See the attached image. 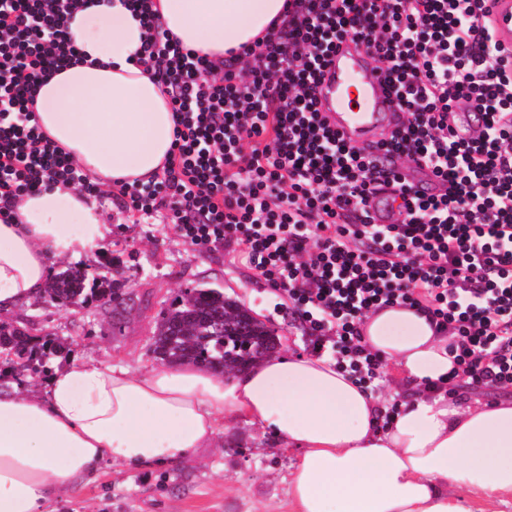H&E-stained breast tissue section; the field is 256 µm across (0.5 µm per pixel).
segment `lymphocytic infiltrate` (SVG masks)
<instances>
[{
  "mask_svg": "<svg viewBox=\"0 0 512 512\" xmlns=\"http://www.w3.org/2000/svg\"><path fill=\"white\" fill-rule=\"evenodd\" d=\"M490 0H285L267 33L214 60L165 30L153 0H130L146 29L138 59L171 106L168 158L146 184L111 198L140 218L167 214L183 241L237 248L282 290L360 381L382 355L360 326L395 304L449 334V381L512 386V52L488 25ZM81 0H0V221L17 197L58 182L98 193L43 134L31 109L38 79L76 62L67 37ZM363 45L404 119L378 154L348 146L316 107L337 45ZM481 110L458 139L455 107ZM439 181L424 194L407 176ZM393 188L398 218L366 207Z\"/></svg>",
  "mask_w": 512,
  "mask_h": 512,
  "instance_id": "lymphocytic-infiltrate-1",
  "label": "lymphocytic infiltrate"
}]
</instances>
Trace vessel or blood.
Instances as JSON below:
<instances>
[{"label": "vessel or blood", "instance_id": "b4317fda", "mask_svg": "<svg viewBox=\"0 0 512 512\" xmlns=\"http://www.w3.org/2000/svg\"><path fill=\"white\" fill-rule=\"evenodd\" d=\"M495 42L512 49V0H493L488 16ZM318 109L327 126L349 145L363 148L383 141L400 120L384 74L364 48L343 42L327 59L317 87ZM482 116L460 105L455 129L459 137L476 135Z\"/></svg>", "mask_w": 512, "mask_h": 512}]
</instances>
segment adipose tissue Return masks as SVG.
Segmentation results:
<instances>
[{
	"label": "adipose tissue",
	"mask_w": 512,
	"mask_h": 512,
	"mask_svg": "<svg viewBox=\"0 0 512 512\" xmlns=\"http://www.w3.org/2000/svg\"><path fill=\"white\" fill-rule=\"evenodd\" d=\"M164 29L203 54L263 35L284 0H155ZM79 60L37 88L51 141L95 182L148 181L173 135L169 104L136 63L145 29L121 0H84L68 21ZM110 228L72 184L16 199L0 223V312L45 288L53 261L103 250ZM365 341L416 391L390 423L379 400L324 357L273 356L242 374L193 365L137 375L76 361L38 391L0 390V512H45L104 461L162 468L215 447L243 419L298 452L292 512H470L512 501V399L450 397L448 339L393 306L369 314Z\"/></svg>",
	"instance_id": "adipose-tissue-1"
}]
</instances>
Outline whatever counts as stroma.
<instances>
[{
	"mask_svg": "<svg viewBox=\"0 0 512 512\" xmlns=\"http://www.w3.org/2000/svg\"><path fill=\"white\" fill-rule=\"evenodd\" d=\"M97 203L111 238L104 252L82 258L79 265L90 271L110 265L128 300L122 318L94 301L66 308L39 296L0 313V323L57 337L62 351L56 366L75 359L143 372L159 365L151 348L159 313L200 284L223 289L276 328L280 354L312 353L308 323L233 248L191 246L172 224L137 222L105 196ZM296 457L294 449L277 444L270 429L241 420L225 431L219 447L199 449L189 463L128 469L104 462L92 481L50 504L47 512H290L288 478Z\"/></svg>",
	"mask_w": 512,
	"mask_h": 512,
	"instance_id": "obj_1",
	"label": "stroma"
}]
</instances>
